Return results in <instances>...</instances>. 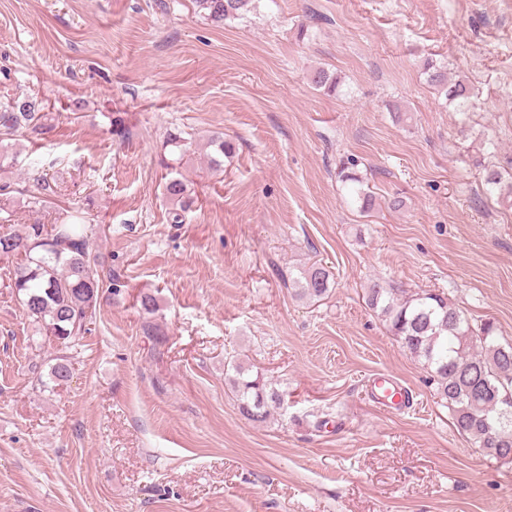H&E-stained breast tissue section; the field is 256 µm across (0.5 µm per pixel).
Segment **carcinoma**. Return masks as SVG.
I'll return each instance as SVG.
<instances>
[{"label":"carcinoma","mask_w":512,"mask_h":512,"mask_svg":"<svg viewBox=\"0 0 512 512\" xmlns=\"http://www.w3.org/2000/svg\"><path fill=\"white\" fill-rule=\"evenodd\" d=\"M196 3L207 19L220 25L247 7L250 0ZM427 69L429 82L444 91L448 105L462 112L475 105L477 94L465 81L451 80L448 73L431 64ZM46 121L42 101L33 96L18 98L0 109V168L15 161L10 153L12 137L23 129L40 135L47 128ZM341 178L354 185L360 210H370L373 196L363 190L360 178L344 171ZM484 185L490 193L505 187L512 195V181L504 183L502 171L493 166L484 168ZM164 195L179 204L174 219L182 222V213L191 206L187 184L172 178L165 184ZM84 224V212L77 208L50 225L39 221L28 224L22 233L0 225V260H16L12 288L28 317L38 325V334L54 336L66 346L78 345L89 331L102 288L113 294L121 288L112 273L99 272ZM330 277L329 269L321 264L299 269L293 278L296 295L323 298L328 295ZM366 297L400 347L430 369L437 395L448 407L456 429L492 459L512 456V414L500 417L502 401L512 398V343L501 342L495 323L486 320L473 325L443 291L408 293L373 281ZM227 370L233 372L229 381L240 413L255 424L266 422L282 401L276 384L234 361L227 363ZM492 420L498 428L494 438L487 431Z\"/></svg>","instance_id":"1"}]
</instances>
